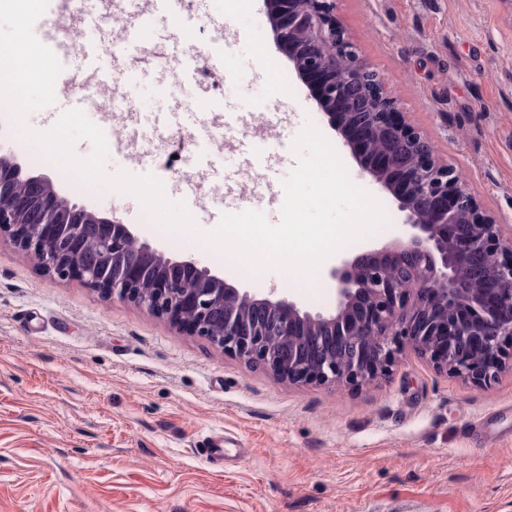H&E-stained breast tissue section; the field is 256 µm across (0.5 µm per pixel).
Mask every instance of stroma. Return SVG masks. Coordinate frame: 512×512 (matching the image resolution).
<instances>
[{"instance_id":"stroma-1","label":"stroma","mask_w":512,"mask_h":512,"mask_svg":"<svg viewBox=\"0 0 512 512\" xmlns=\"http://www.w3.org/2000/svg\"><path fill=\"white\" fill-rule=\"evenodd\" d=\"M359 57L386 82L407 122L452 164L481 208L512 226V0H334ZM237 38L215 47L235 78L224 97L252 106L277 134L275 191L296 165L292 144L313 123L350 179L384 205L382 232L342 250L352 257L391 243L404 220L329 126L265 22L262 0H235ZM279 70L260 85L252 41ZM155 69L136 92L140 137L166 155L183 132L215 155L224 132L198 105L210 94L183 80L181 112L159 119ZM49 178L91 208L57 163L31 155L0 114V155ZM100 216L119 217L142 241L195 259L239 288L276 291L326 312L325 275L305 284L284 273L239 277L203 242L152 223L137 198L107 191ZM223 437L229 460L202 450ZM0 512H512V369L476 384L403 352L363 386L294 385L228 356L134 303L47 274L0 235Z\"/></svg>"}]
</instances>
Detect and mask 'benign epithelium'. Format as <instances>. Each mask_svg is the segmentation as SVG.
<instances>
[{
    "label": "benign epithelium",
    "mask_w": 512,
    "mask_h": 512,
    "mask_svg": "<svg viewBox=\"0 0 512 512\" xmlns=\"http://www.w3.org/2000/svg\"><path fill=\"white\" fill-rule=\"evenodd\" d=\"M264 6L276 48L329 126L405 213L402 237L341 256L328 268L335 290L330 311L303 309L272 290L238 288L196 260H175L139 242L116 219L63 221L59 214L70 204L45 177L33 178L31 193L22 194L0 176V198L11 210H38L25 224L0 211V233L51 275L126 299L292 384L362 386L386 375L406 349L455 376L491 381L512 351V247L502 225L432 149L408 160L407 144L424 136L360 60L330 0H264ZM374 138L387 145L378 165L367 161ZM463 214L469 223H459ZM486 255L497 263L483 270ZM473 273L483 274L479 288L468 287Z\"/></svg>",
    "instance_id": "benign-epithelium-1"
}]
</instances>
